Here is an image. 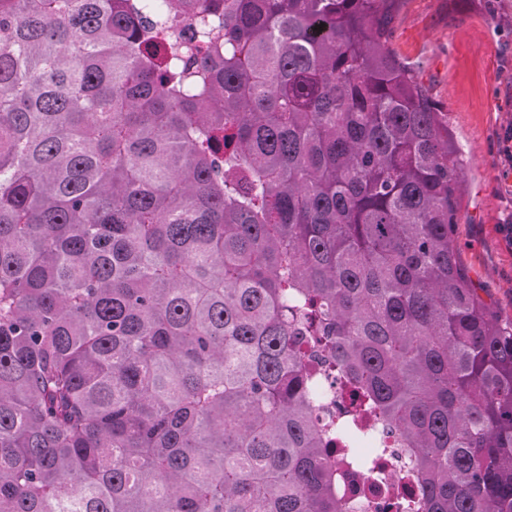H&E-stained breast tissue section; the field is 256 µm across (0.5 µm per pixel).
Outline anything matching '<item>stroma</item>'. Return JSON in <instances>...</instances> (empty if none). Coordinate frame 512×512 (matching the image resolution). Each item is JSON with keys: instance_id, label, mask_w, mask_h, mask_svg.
<instances>
[{"instance_id": "stroma-1", "label": "stroma", "mask_w": 512, "mask_h": 512, "mask_svg": "<svg viewBox=\"0 0 512 512\" xmlns=\"http://www.w3.org/2000/svg\"><path fill=\"white\" fill-rule=\"evenodd\" d=\"M391 47L443 113L464 160L455 248L474 287L512 320V178L500 136L512 124V0H399Z\"/></svg>"}]
</instances>
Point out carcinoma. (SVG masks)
I'll return each instance as SVG.
<instances>
[{
  "label": "carcinoma",
  "instance_id": "carcinoma-1",
  "mask_svg": "<svg viewBox=\"0 0 512 512\" xmlns=\"http://www.w3.org/2000/svg\"><path fill=\"white\" fill-rule=\"evenodd\" d=\"M397 2L0 0V512H345L297 336L422 512H512V323Z\"/></svg>",
  "mask_w": 512,
  "mask_h": 512
}]
</instances>
